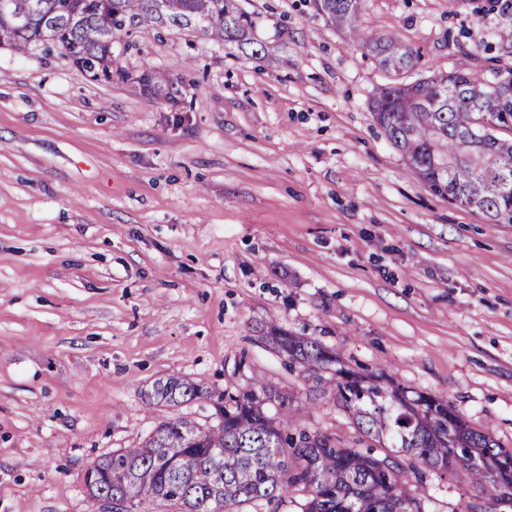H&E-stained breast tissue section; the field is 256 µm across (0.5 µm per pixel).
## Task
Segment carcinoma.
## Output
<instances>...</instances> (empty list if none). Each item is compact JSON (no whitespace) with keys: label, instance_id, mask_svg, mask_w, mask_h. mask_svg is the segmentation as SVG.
Here are the masks:
<instances>
[{"label":"carcinoma","instance_id":"cac0c4a2","mask_svg":"<svg viewBox=\"0 0 512 512\" xmlns=\"http://www.w3.org/2000/svg\"><path fill=\"white\" fill-rule=\"evenodd\" d=\"M0 11V45L26 51L39 43L57 47L94 80L112 79V39L143 26L200 32L254 57L251 32L257 17L237 0H9ZM328 22L355 29L361 0H315ZM378 65L392 75L378 88L372 111L411 170L448 202L480 211L490 224H512V68L492 81L458 66L446 75L404 83L415 66L412 50L392 35L365 37ZM269 334L290 362L305 369L336 366V402L361 437L380 453L346 444L326 433L283 435L290 401L272 386L260 391L212 394L180 377L157 381L153 403L180 405L213 400L216 423L202 427L175 418L159 423L137 448H120L92 461L85 487L96 500L122 501L138 512L148 501H167L179 512H235L263 502L278 512L281 493L308 494L303 512H422L403 480L411 471L423 484L426 470L463 473L490 499L512 504V473L498 476L512 451L470 427L448 400L414 398L380 373L361 375L342 365L336 352L312 338L275 326ZM274 402L281 414L270 416ZM410 456L409 465L400 456Z\"/></svg>","mask_w":512,"mask_h":512}]
</instances>
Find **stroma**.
I'll return each mask as SVG.
<instances>
[{
  "label": "stroma",
  "mask_w": 512,
  "mask_h": 512,
  "mask_svg": "<svg viewBox=\"0 0 512 512\" xmlns=\"http://www.w3.org/2000/svg\"><path fill=\"white\" fill-rule=\"evenodd\" d=\"M489 0H363L361 32L312 0H239L253 58L200 33L117 34L112 81L0 45V512H103L87 465L211 400L148 403L178 376L275 387L294 429L352 440L330 371L262 331L317 339L362 374L448 398L512 449V224L431 194L375 123L395 35L406 81L512 67ZM172 85L160 95L152 75ZM425 512H512L428 472Z\"/></svg>",
  "instance_id": "35a3bbf8"
}]
</instances>
